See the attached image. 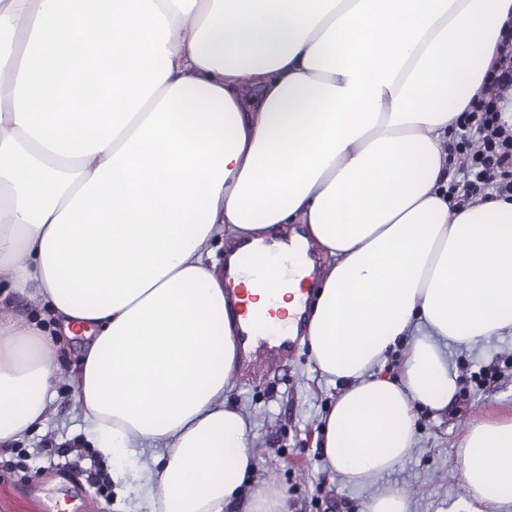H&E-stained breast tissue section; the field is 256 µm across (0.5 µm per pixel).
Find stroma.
<instances>
[{
	"mask_svg": "<svg viewBox=\"0 0 512 512\" xmlns=\"http://www.w3.org/2000/svg\"><path fill=\"white\" fill-rule=\"evenodd\" d=\"M0 309L37 321L55 336L62 372L57 400L41 429L0 447V512H48L58 493L73 487L82 489L96 512H129L130 502L116 495L112 466L88 435L67 378L81 356L83 335L64 334L36 298L12 294L0 299ZM449 352L458 369L453 400L440 413L417 409L414 448L372 488L343 484L323 466L315 434L338 388L319 375L306 348L264 370L238 373L225 398L252 422L258 466L249 491L272 482L283 485L291 496V512H325L331 503L335 512H367L374 488L393 486L408 495L411 512H478L479 503L459 478L457 451L471 420L512 406V335L491 337L478 348L453 346ZM487 366L498 369L490 383L480 378Z\"/></svg>",
	"mask_w": 512,
	"mask_h": 512,
	"instance_id": "obj_1",
	"label": "stroma"
}]
</instances>
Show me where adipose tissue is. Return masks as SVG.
Here are the masks:
<instances>
[{
	"label": "adipose tissue",
	"instance_id": "obj_1",
	"mask_svg": "<svg viewBox=\"0 0 512 512\" xmlns=\"http://www.w3.org/2000/svg\"><path fill=\"white\" fill-rule=\"evenodd\" d=\"M511 28L512 0H0V293L83 330L72 387L118 494L139 456L152 512L289 510L285 487L243 493L241 318L213 239L288 262L253 309H308L301 342L343 385L319 443L347 484L447 407V348L512 334V199L451 209L446 151ZM314 248L331 262L307 304ZM57 349L0 314V445L45 423ZM458 457L471 498L512 512V412L471 422Z\"/></svg>",
	"mask_w": 512,
	"mask_h": 512
}]
</instances>
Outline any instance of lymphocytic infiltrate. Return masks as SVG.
Here are the masks:
<instances>
[{
    "label": "lymphocytic infiltrate",
    "mask_w": 512,
    "mask_h": 512,
    "mask_svg": "<svg viewBox=\"0 0 512 512\" xmlns=\"http://www.w3.org/2000/svg\"><path fill=\"white\" fill-rule=\"evenodd\" d=\"M512 89V36L502 38L484 84L469 111L459 115V139L452 152L448 197L466 203L474 195L512 196V121L504 114V93Z\"/></svg>",
    "instance_id": "f902f5d3"
}]
</instances>
